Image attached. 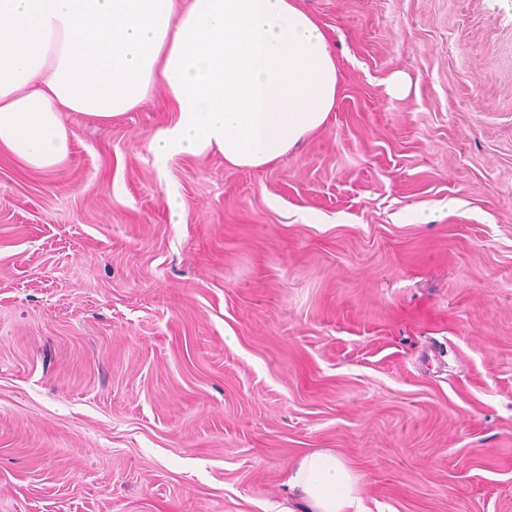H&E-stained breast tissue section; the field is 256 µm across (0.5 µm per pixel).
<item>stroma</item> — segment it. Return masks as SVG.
I'll return each mask as SVG.
<instances>
[{"mask_svg":"<svg viewBox=\"0 0 512 512\" xmlns=\"http://www.w3.org/2000/svg\"><path fill=\"white\" fill-rule=\"evenodd\" d=\"M300 2L338 100L271 166L158 165L160 87L0 153V512H271L318 449L512 512V0Z\"/></svg>","mask_w":512,"mask_h":512,"instance_id":"1","label":"stroma"}]
</instances>
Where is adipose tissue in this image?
Here are the masks:
<instances>
[{
  "label": "adipose tissue",
  "instance_id": "adipose-tissue-1",
  "mask_svg": "<svg viewBox=\"0 0 512 512\" xmlns=\"http://www.w3.org/2000/svg\"><path fill=\"white\" fill-rule=\"evenodd\" d=\"M163 86L159 163L217 153L262 168L321 129L336 59L299 0H0V152L49 172L69 154L63 113L101 122ZM358 476L328 450L291 467L276 512H363Z\"/></svg>",
  "mask_w": 512,
  "mask_h": 512
}]
</instances>
